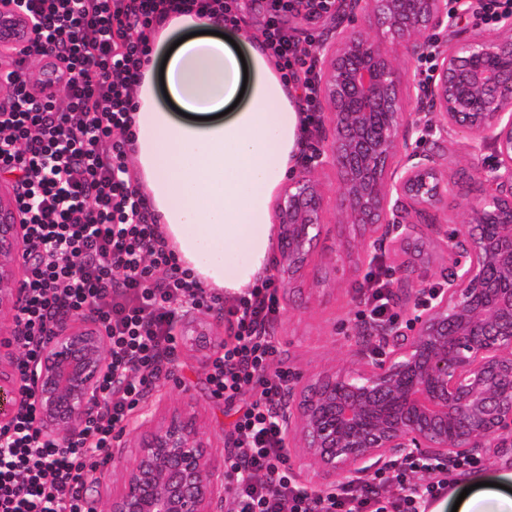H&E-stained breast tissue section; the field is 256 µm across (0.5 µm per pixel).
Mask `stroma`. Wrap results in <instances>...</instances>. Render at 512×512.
Masks as SVG:
<instances>
[{
	"label": "stroma",
	"mask_w": 512,
	"mask_h": 512,
	"mask_svg": "<svg viewBox=\"0 0 512 512\" xmlns=\"http://www.w3.org/2000/svg\"><path fill=\"white\" fill-rule=\"evenodd\" d=\"M339 19V13L333 11L289 16L285 28L304 48L309 42L331 37ZM420 147L439 155L441 170L454 187L453 196L437 207V226H418L407 242L386 245L376 260L363 264L358 260V230L327 220L302 278L294 289L279 291L281 310L275 334L280 355L276 367L307 378L355 360L358 339L350 335L348 327L367 314V288L376 275L386 276L393 285L401 275H408L414 289L421 284L443 285L452 270L444 235L452 230L466 202L480 194L477 169H490L497 157L491 146L474 144L461 135L440 145L424 141ZM209 356L206 350L194 357L181 351L179 367L156 382L152 399L141 400L132 411L124 439H132L145 418H161L165 407L179 403L188 390L198 424L214 435L216 445L230 447L236 412L250 396L245 393L230 402L215 397L201 366Z\"/></svg>",
	"instance_id": "obj_1"
}]
</instances>
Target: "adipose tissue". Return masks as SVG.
<instances>
[{
    "instance_id": "ef3b65f1",
    "label": "adipose tissue",
    "mask_w": 512,
    "mask_h": 512,
    "mask_svg": "<svg viewBox=\"0 0 512 512\" xmlns=\"http://www.w3.org/2000/svg\"><path fill=\"white\" fill-rule=\"evenodd\" d=\"M135 93V181L205 287L234 298L264 275L271 203L303 135L298 94L262 42L223 18L170 17ZM431 512H512V471L460 476Z\"/></svg>"
}]
</instances>
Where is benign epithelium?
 Here are the masks:
<instances>
[{"instance_id":"benign-epithelium-1","label":"benign epithelium","mask_w":512,"mask_h":512,"mask_svg":"<svg viewBox=\"0 0 512 512\" xmlns=\"http://www.w3.org/2000/svg\"><path fill=\"white\" fill-rule=\"evenodd\" d=\"M22 0H0V55L27 45L34 24ZM470 0H351L349 16L376 21L370 35L336 26L322 48L318 96L326 112L314 157L337 176L336 219L360 231V260L429 222L448 190L431 153L411 136L463 134L494 148L498 164L460 224L445 235L453 270L403 330L390 322L355 325L381 353L290 386L281 411L285 446L306 449L318 469L356 480L368 464L400 454L444 460L475 448L512 447V16L492 35L463 34L439 44L430 84L395 64L389 39L410 42L455 20ZM429 98L432 112L407 108ZM278 248L272 270L287 288L298 281L325 224V191L307 166L277 203ZM29 250L13 185L0 181V425L32 403L43 432L60 447L100 408L98 385L108 366V338L93 313L60 312L28 377L17 371L25 337L16 313L24 304ZM189 351L210 335L214 319L194 309L182 320ZM112 456L120 486L94 481L105 512H224V454L216 453L189 407L146 420Z\"/></svg>"}]
</instances>
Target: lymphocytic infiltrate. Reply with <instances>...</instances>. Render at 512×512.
I'll return each mask as SVG.
<instances>
[{
  "label": "lymphocytic infiltrate",
  "instance_id": "lymphocytic-infiltrate-1",
  "mask_svg": "<svg viewBox=\"0 0 512 512\" xmlns=\"http://www.w3.org/2000/svg\"><path fill=\"white\" fill-rule=\"evenodd\" d=\"M39 25L25 50L0 59L12 87L0 107V175L17 177L16 203L31 251L27 298L17 313L25 333L18 365L28 374L64 309H92L110 341L98 391L103 401L67 447L46 436L35 407L0 427V512H89L92 472L124 431L132 410L177 366L174 330L190 308L221 307L228 336L210 366L214 395L253 397L234 423L228 512H426L466 458L393 461L391 476L339 484L320 494L295 481L277 410L286 371L270 374L279 353L280 314L271 279L231 303L207 291L177 260L128 167L132 99L149 61V35L169 14L223 15L235 24L237 0H26ZM287 0H268L263 41L283 77L317 99L318 57L280 25ZM431 475L424 484L412 472ZM394 484L386 496V484Z\"/></svg>",
  "mask_w": 512,
  "mask_h": 512
}]
</instances>
